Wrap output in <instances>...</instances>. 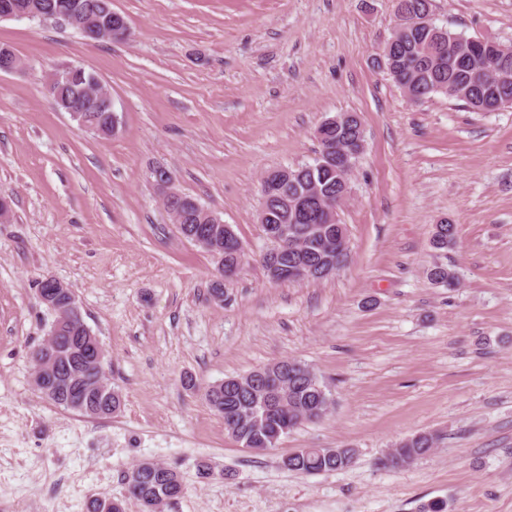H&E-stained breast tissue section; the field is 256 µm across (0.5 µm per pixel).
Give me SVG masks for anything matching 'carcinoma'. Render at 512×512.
Instances as JSON below:
<instances>
[{"label": "carcinoma", "instance_id": "carcinoma-1", "mask_svg": "<svg viewBox=\"0 0 512 512\" xmlns=\"http://www.w3.org/2000/svg\"><path fill=\"white\" fill-rule=\"evenodd\" d=\"M438 34L429 38L419 32L398 35L397 41L389 46L393 59L391 79L404 90L405 95L415 103L424 102L436 94L485 112L489 94L486 80L493 77L495 68L491 63L473 62L470 56L469 40L461 34H454L441 27ZM448 45V54L440 53L439 43ZM96 79L95 74L79 70L71 79H60L53 85L51 98L55 107L67 112L75 103V93L82 83ZM320 149L339 147L347 155L346 162L352 164L361 153L356 143L358 132L352 126L335 129L321 128ZM315 176L317 185L325 195H335L342 190V168L335 164L313 167L305 176ZM183 211L187 214L185 223L177 225L182 235L210 231L213 225L207 223L203 211L194 207L196 198L183 196ZM281 224L296 228L295 235L302 243L295 250L282 249L280 264L292 267L306 264L319 272L314 281L325 279L321 275L330 263L341 268L347 257L348 230L345 224L329 225L330 233L316 239L305 237L309 220L293 223L282 213L276 215ZM458 227L448 222L434 226L432 245L437 250H446L457 238ZM242 243L237 235L224 242V270L234 269V255ZM431 280L448 288L458 285L455 274L443 265L430 269ZM52 356L42 368V373L33 375L40 380L37 390L52 404L96 417L94 412L81 411L74 402L99 409L109 416L121 407L120 395L113 391L107 379L99 377L84 361L82 330L77 323L67 324L54 339ZM263 377L258 383H248V374L230 376L209 386L205 399L210 407L224 420L225 431L243 449L260 452L277 447L282 438L305 422L319 420L330 411L331 398L317 375L305 364L290 359L281 360L260 367ZM437 438L431 433H418L399 442L384 456L390 461L398 460L408 465L428 455L436 447ZM349 450L322 449V454L299 453L282 460V465L302 475L329 473L346 468L351 458ZM127 493L136 499L141 512H146L145 502L152 498L163 507L180 497L185 486L178 473L170 472L169 466L152 462L151 467L138 469V479L126 482Z\"/></svg>", "mask_w": 512, "mask_h": 512}]
</instances>
